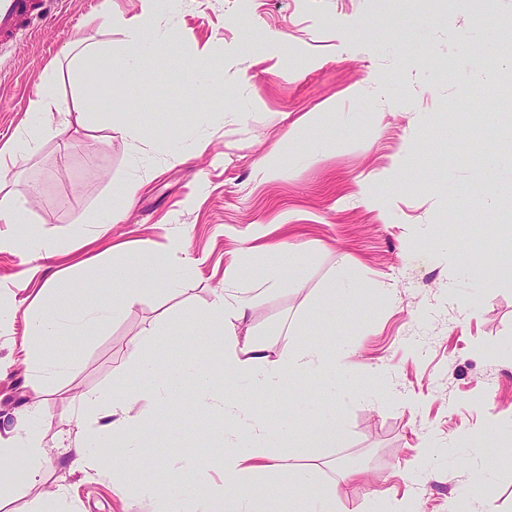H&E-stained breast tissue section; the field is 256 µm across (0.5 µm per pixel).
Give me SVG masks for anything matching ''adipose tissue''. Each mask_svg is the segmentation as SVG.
<instances>
[{"instance_id":"1","label":"adipose tissue","mask_w":512,"mask_h":512,"mask_svg":"<svg viewBox=\"0 0 512 512\" xmlns=\"http://www.w3.org/2000/svg\"><path fill=\"white\" fill-rule=\"evenodd\" d=\"M123 28L121 41H111L101 47L88 45L69 57V69L73 73L84 74L94 87L89 99L73 106L77 123H85L95 100L111 97L115 79H122L128 86L137 81L141 74L139 59L143 51L152 46L167 49L175 46L173 34L160 32L146 20H125ZM60 109L55 86L44 84L28 102L29 112L38 115L40 123L20 132L16 137V147L0 150L1 173L8 172L6 158L13 155L15 148H22L30 154L40 151L53 114ZM112 278L119 281L120 286L113 289L107 299H100L83 280L71 278L65 287L50 285L40 289L33 307L26 309L28 348L37 358L44 378L59 376L71 367L69 360L52 349L50 341L54 336L62 332L76 338L90 335L137 305L145 288L169 292L176 287L167 263L160 258L113 272ZM254 311L255 304L251 298L221 291L215 294L206 311H189L183 321L199 327L204 336L212 338L211 362H217L225 374L247 377L253 389L273 400L285 377L306 376L322 368L327 357L323 350L302 340L303 330L299 327L294 329L286 351L271 354L265 342L253 334L239 332L241 323L253 316ZM210 373L209 366L182 365L164 372L144 367L139 371V393H114L106 389L82 395L71 416L77 431L73 467L86 473L97 471V456L90 451V444H117L124 448L129 465L113 477L116 491L121 493L127 487L139 486L142 496L155 500L161 512H276L267 492L277 469L274 456L264 448L241 450L231 440L209 457L188 459L170 486L155 488L137 483L138 470L160 464L145 446L150 427L144 422L131 420L129 416L140 393H147L163 402L189 384L204 405L223 416L225 424H248L254 433H261V426L250 422L245 399L228 400L211 392ZM344 439L342 421L336 417L316 423L303 437L300 462L288 487L291 512H340L334 487L319 477V463L324 449L341 447ZM19 452L28 461V480L37 481L47 459V450L34 416L23 417L13 436L0 438V465H7ZM181 483L193 489L190 504H183L176 495L175 487Z\"/></svg>"}]
</instances>
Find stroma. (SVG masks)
Listing matches in <instances>:
<instances>
[{
  "mask_svg": "<svg viewBox=\"0 0 512 512\" xmlns=\"http://www.w3.org/2000/svg\"><path fill=\"white\" fill-rule=\"evenodd\" d=\"M153 22L171 30L128 95L146 138L167 150L147 158L120 127L82 126L55 116L38 154L18 156L0 193L27 221L0 237L54 240L58 256L30 275L29 256L0 251V305L28 304L49 278L69 273L104 292L106 271L162 257L177 279L91 336L53 344L73 368L35 394L39 367L23 350L26 322H0V435L37 407L49 450L37 482L16 459L0 475L16 491L0 512H36L64 488L80 512H156L108 478L71 469L58 439L86 392L112 387L118 372L165 370L207 360L194 328L172 329L187 309H208L219 289L255 292L270 259L253 242L296 251L292 281L259 296L250 323L272 353L286 326L302 321L306 341L335 355L329 370L284 382L277 403L244 378L215 374L221 395L248 396L279 458L273 484L280 512L294 463L289 434L325 415L341 416L347 443L329 460L355 473L335 481L342 512H448L479 500L480 512H512V111L483 129L488 104L512 98V0H177ZM102 0H57L50 20L0 50V144L32 122L27 103L46 80L71 104L69 42L123 39ZM219 53L213 79L182 89L189 60ZM206 136L199 157L182 142ZM277 163L273 177L258 164ZM144 186L133 205L113 189ZM115 224L96 218L105 206ZM462 243L448 250L447 238ZM354 290L331 305L337 277ZM156 328L132 354L133 341ZM132 418L154 423L147 446L162 459L143 482L168 485L185 457L205 455L227 435L198 398L178 407L141 399Z\"/></svg>",
  "mask_w": 512,
  "mask_h": 512,
  "instance_id": "obj_1",
  "label": "stroma"
}]
</instances>
